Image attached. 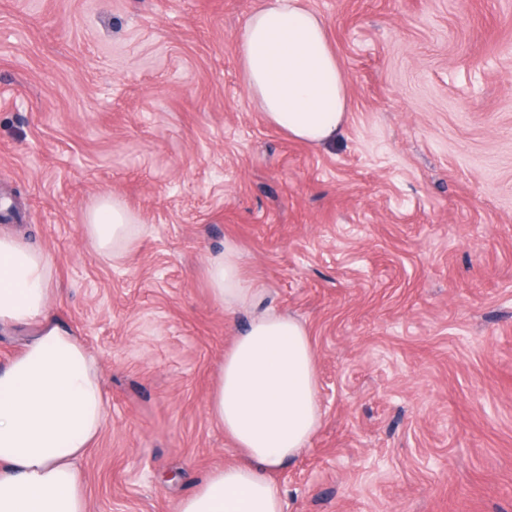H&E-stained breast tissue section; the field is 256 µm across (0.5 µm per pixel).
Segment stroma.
Returning <instances> with one entry per match:
<instances>
[{"label": "stroma", "mask_w": 512, "mask_h": 512, "mask_svg": "<svg viewBox=\"0 0 512 512\" xmlns=\"http://www.w3.org/2000/svg\"><path fill=\"white\" fill-rule=\"evenodd\" d=\"M264 2L0 0V233L52 255L101 370L90 512H177L238 460L208 408L246 321L208 292L228 241L316 356L286 512H512V0H304L350 102L320 148L241 82ZM104 197L143 226L116 262ZM139 226L135 216L119 200L106 197L88 214L84 232L96 253L114 261L135 245Z\"/></svg>", "instance_id": "stroma-1"}]
</instances>
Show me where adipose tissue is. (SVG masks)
Here are the masks:
<instances>
[{
    "mask_svg": "<svg viewBox=\"0 0 512 512\" xmlns=\"http://www.w3.org/2000/svg\"><path fill=\"white\" fill-rule=\"evenodd\" d=\"M241 80L267 124L312 147L346 120V78L322 18L304 0H271L237 41ZM84 232L101 256L121 258L138 240L135 216L116 199L90 211ZM50 254L0 234V326L38 329L0 368V512H89L78 464L106 409L95 359L49 315ZM209 293L248 313L224 352L210 414L241 462L210 470L178 512H284L273 472L296 459L321 420L315 356L304 324L264 303L234 243L207 262Z\"/></svg>",
    "mask_w": 512,
    "mask_h": 512,
    "instance_id": "adipose-tissue-1",
    "label": "adipose tissue"
}]
</instances>
